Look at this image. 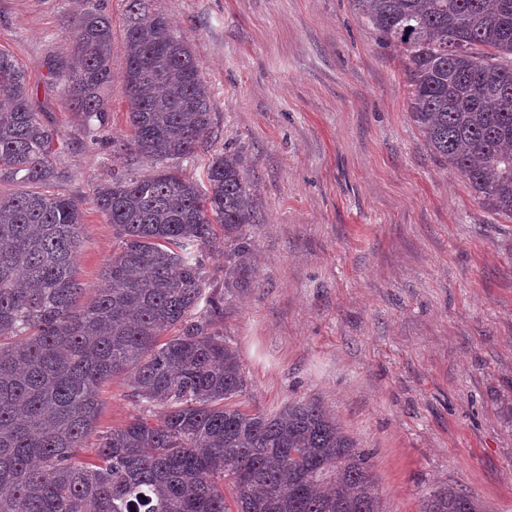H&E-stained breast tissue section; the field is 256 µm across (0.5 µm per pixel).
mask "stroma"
I'll list each match as a JSON object with an SVG mask.
<instances>
[{
    "mask_svg": "<svg viewBox=\"0 0 512 512\" xmlns=\"http://www.w3.org/2000/svg\"><path fill=\"white\" fill-rule=\"evenodd\" d=\"M126 0L112 19V85L96 137L43 64L69 55L85 0H0V52L27 72L31 103L60 133L57 192L79 201L74 276L94 287L115 231L95 206L113 174L154 163L131 141ZM208 82L213 129L179 170L204 182L235 149L257 198L244 229L251 287L225 292L223 249L207 253L212 330L247 378L238 402L292 401L335 414L368 455L384 512H419L434 488L512 512V221L476 198L427 147L409 114L399 48L380 44L351 0H153ZM98 425L138 416L128 383L105 386Z\"/></svg>",
    "mask_w": 512,
    "mask_h": 512,
    "instance_id": "stroma-1",
    "label": "stroma"
}]
</instances>
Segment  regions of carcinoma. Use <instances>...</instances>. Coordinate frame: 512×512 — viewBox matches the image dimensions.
I'll return each instance as SVG.
<instances>
[{
  "label": "carcinoma",
  "mask_w": 512,
  "mask_h": 512,
  "mask_svg": "<svg viewBox=\"0 0 512 512\" xmlns=\"http://www.w3.org/2000/svg\"><path fill=\"white\" fill-rule=\"evenodd\" d=\"M352 2L382 44L402 49L410 116L429 150L512 219V0ZM111 52L112 22L88 0L73 57L44 61L91 134L105 119ZM125 52L131 146L159 167L98 187L120 251L89 300L73 274L81 204L47 191L64 177L59 132L0 52V184L24 187L0 194V512H229L226 485L237 512H383L366 453L320 405L271 415L235 406L247 380L210 331L218 303L203 299L201 253L220 225L229 275L252 281L243 229L254 195L228 147L210 161L207 187L180 176L177 164L212 132L210 93L152 0H128ZM121 376L158 418L100 433L102 387ZM420 512L481 507L441 486Z\"/></svg>",
  "instance_id": "obj_1"
}]
</instances>
